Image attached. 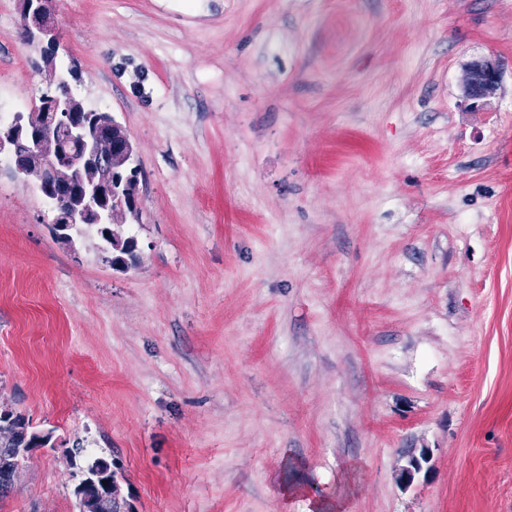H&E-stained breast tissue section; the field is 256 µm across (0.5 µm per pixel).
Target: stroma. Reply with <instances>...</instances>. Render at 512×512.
<instances>
[{
    "label": "stroma",
    "mask_w": 512,
    "mask_h": 512,
    "mask_svg": "<svg viewBox=\"0 0 512 512\" xmlns=\"http://www.w3.org/2000/svg\"><path fill=\"white\" fill-rule=\"evenodd\" d=\"M51 8L135 147L140 263L0 169V406L53 433L0 512H77L97 457L133 512H512V0ZM22 28L0 0L28 107ZM501 72L491 59H478L465 67L462 89L465 101L471 108L483 106L484 101L498 88Z\"/></svg>",
    "instance_id": "35a3bbf8"
}]
</instances>
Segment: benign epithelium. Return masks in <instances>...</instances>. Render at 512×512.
Listing matches in <instances>:
<instances>
[{
	"label": "benign epithelium",
	"instance_id": "benign-epithelium-1",
	"mask_svg": "<svg viewBox=\"0 0 512 512\" xmlns=\"http://www.w3.org/2000/svg\"><path fill=\"white\" fill-rule=\"evenodd\" d=\"M21 12L24 41L46 50L49 83L45 99L34 105L26 123L0 129V151L11 155L17 174L34 177L54 202L57 235L72 225L89 224L108 238L112 227L137 219L139 182L131 139L112 113L77 110L78 103L67 90V75L57 67L59 29L49 0H21ZM500 81L494 61L469 62L462 84L465 101L472 108L482 106ZM50 438L49 431L34 432L14 439L9 448L0 447V486L14 488L22 469L15 459L47 447ZM411 458L414 467L405 466L398 475L405 488L423 470L421 459H429L428 450ZM116 487L112 467L89 470L73 490L79 512H114Z\"/></svg>",
	"mask_w": 512,
	"mask_h": 512
}]
</instances>
